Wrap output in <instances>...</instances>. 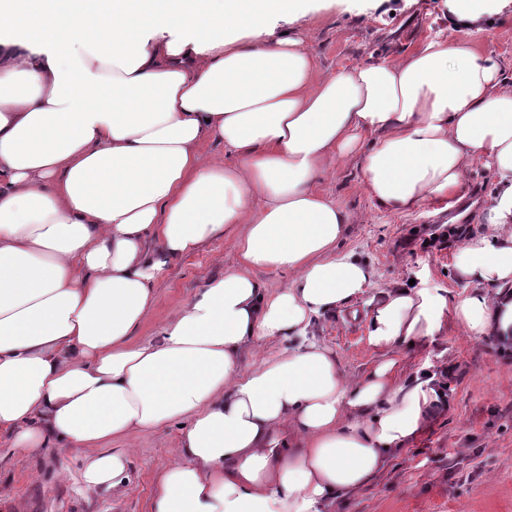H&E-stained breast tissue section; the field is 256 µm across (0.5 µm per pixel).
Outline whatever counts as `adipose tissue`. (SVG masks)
I'll use <instances>...</instances> for the list:
<instances>
[{
    "label": "adipose tissue",
    "mask_w": 512,
    "mask_h": 512,
    "mask_svg": "<svg viewBox=\"0 0 512 512\" xmlns=\"http://www.w3.org/2000/svg\"><path fill=\"white\" fill-rule=\"evenodd\" d=\"M304 0H91L67 14L0 0V432L26 455L86 449L88 489L124 492L125 439L188 423L152 512H335L447 406L440 378L394 380L444 315L512 347V81L499 57L426 39L410 56L322 75L270 16ZM209 137L236 161L200 152ZM497 180L483 233L454 256L447 304L378 291L338 249L349 215L315 181L357 162L381 207L452 199L475 158ZM241 269L209 280L145 343L154 286L226 225ZM256 269L293 272L277 291ZM367 297L359 379L308 334ZM297 346L241 358L257 341Z\"/></svg>",
    "instance_id": "ef3b65f1"
}]
</instances>
